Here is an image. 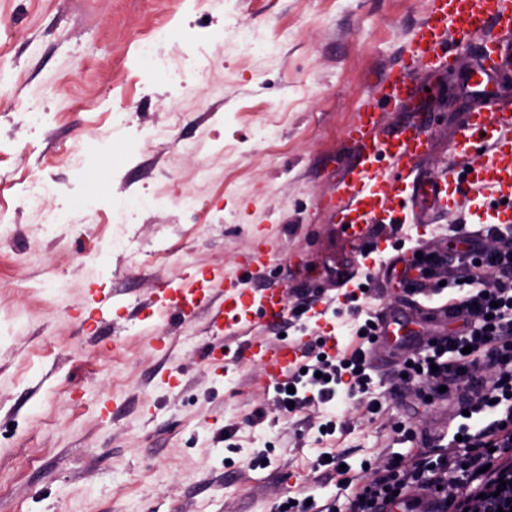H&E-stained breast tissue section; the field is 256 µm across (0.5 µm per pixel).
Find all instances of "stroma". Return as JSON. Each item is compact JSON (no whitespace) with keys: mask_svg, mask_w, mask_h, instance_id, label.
I'll return each mask as SVG.
<instances>
[{"mask_svg":"<svg viewBox=\"0 0 512 512\" xmlns=\"http://www.w3.org/2000/svg\"><path fill=\"white\" fill-rule=\"evenodd\" d=\"M428 0H0V512H278L286 496H314L346 512L323 452L352 467L399 458L409 467L445 431L452 405L425 403L395 382L417 339L445 335L447 319L415 318V339L392 344L373 391L288 413L254 392L251 365L208 373L206 316L175 330L168 351L149 338L164 318L153 298L184 273L239 272L255 241L273 261L261 286L288 281V323L331 296L354 259L316 208L350 155L360 100L403 58ZM178 46L173 84L149 70V38ZM485 38L450 44L442 67L417 72L423 91L385 113L392 127L429 118L418 162L428 176L452 163L463 113L512 112V76L487 81ZM167 127L172 142L147 139ZM132 144L123 158L113 146ZM189 152H182V145ZM106 171L94 207L72 160L87 147ZM49 184L71 224L48 226L22 200V180ZM192 209H183L182 196ZM453 217L393 228L401 252L379 255L361 307L374 316L416 297L387 268L414 249L448 253ZM112 306L87 319L90 293ZM262 422H255L257 411ZM336 418L320 436L314 422ZM414 430L413 439L397 434Z\"/></svg>","mask_w":512,"mask_h":512,"instance_id":"1","label":"stroma"}]
</instances>
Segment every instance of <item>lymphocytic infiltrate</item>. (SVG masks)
Masks as SVG:
<instances>
[{
    "label": "lymphocytic infiltrate",
    "mask_w": 512,
    "mask_h": 512,
    "mask_svg": "<svg viewBox=\"0 0 512 512\" xmlns=\"http://www.w3.org/2000/svg\"><path fill=\"white\" fill-rule=\"evenodd\" d=\"M454 229L465 251L455 258L432 253L431 275L400 284L427 297L450 287L448 318L464 324L429 339L427 354L411 358L399 378L426 387L431 402L444 393L457 395L460 409L485 423L477 429L458 424L447 449L421 455L411 468L394 459L380 468L365 467L359 486L342 475V485L354 489L348 512H385L414 486L429 492V512H512V228L491 224L476 235L460 223ZM368 348L363 342L340 357L318 352L290 386L276 387L274 407L300 411L343 392L365 395L367 411L379 412L381 402L371 394ZM451 475L458 492L449 497L440 487Z\"/></svg>",
    "instance_id": "lymphocytic-infiltrate-1"
}]
</instances>
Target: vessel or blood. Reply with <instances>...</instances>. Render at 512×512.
Returning a JSON list of instances; mask_svg holds the SVG:
<instances>
[{
    "instance_id": "b4317fda",
    "label": "vessel or blood",
    "mask_w": 512,
    "mask_h": 512,
    "mask_svg": "<svg viewBox=\"0 0 512 512\" xmlns=\"http://www.w3.org/2000/svg\"><path fill=\"white\" fill-rule=\"evenodd\" d=\"M492 28L512 34V0H430L427 15L405 49L407 64L384 76L377 98L360 102L356 120L346 131L354 157L333 189L319 199L359 255L356 270L341 279L339 302L358 297L360 273L369 272L372 254L390 244L384 227L409 223L411 214L433 208L456 212L466 208L473 194L488 188L492 199L485 203L480 223L512 224L511 112L465 113L454 148L457 161L446 175L433 178L417 174L418 161L428 146L426 118L415 116L387 132L378 112L382 106L402 107L417 94L415 72L447 61L450 38ZM478 142L485 145L484 153L474 152ZM271 260L270 251L257 243L245 257L243 274L217 272L206 280L185 276L176 284H165L160 296L166 319L181 326L192 324L200 310H210L211 330L235 342L236 349L230 354L206 346L202 353L205 365L220 371L230 361L254 363L253 382L262 391L287 382L309 347L302 337L276 340L267 334L288 319L287 284L256 285ZM412 320V314L405 312L378 323L368 352L374 365L383 366L381 348L406 338Z\"/></svg>"
}]
</instances>
